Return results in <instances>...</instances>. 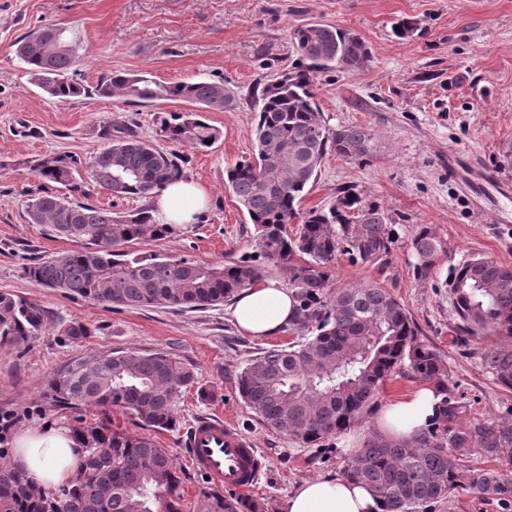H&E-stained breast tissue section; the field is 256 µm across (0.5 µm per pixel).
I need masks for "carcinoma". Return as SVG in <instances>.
I'll list each match as a JSON object with an SVG mask.
<instances>
[{"label":"carcinoma","mask_w":512,"mask_h":512,"mask_svg":"<svg viewBox=\"0 0 512 512\" xmlns=\"http://www.w3.org/2000/svg\"><path fill=\"white\" fill-rule=\"evenodd\" d=\"M292 43L299 65L267 84L255 102V160L237 162L226 183L253 225V252L236 261L201 264L189 257L135 253L122 246L142 238L163 239L174 228L158 224L144 208L128 215L40 191L26 205L29 224L89 247L25 267V275L46 288L112 307L205 308L250 287L268 265L288 271L296 289L297 320L303 340L250 359L238 377L242 400L267 429L309 444L365 421L374 411L383 382L407 365L414 378L433 385L442 409L425 432L411 440L388 439L371 429L343 475L376 492L387 512H428L449 497L461 479L485 498L512 505V424L467 419V405L448 397L449 366L440 352L418 341V330L403 305L371 286L329 288V268L342 252L371 262L389 252L390 219L363 203L351 187L337 190L328 209L301 211L325 158H353L368 152L369 134L357 126L332 129L318 109L316 73L362 70L372 50L356 33L313 23L295 29ZM80 39L65 27H43L17 43L16 56L34 83L51 98L87 94L68 80ZM102 97L140 103L179 98L190 112L159 117L155 136L164 149L127 124L103 131L108 146L87 164L49 155L35 173L85 194V179L116 197L147 198L184 178L185 150H202L221 131L203 112H222L234 97L220 82L161 83L147 73L110 74L95 87ZM88 177H83L80 170ZM298 229L290 234L288 225ZM417 277L428 278L442 250L438 237L422 227L411 239ZM457 329L469 336L512 337V267L473 256L458 264L451 284ZM44 324L41 310L0 294V339L32 336ZM485 365L501 386L512 389V348L492 347ZM194 372L175 354L122 351L74 360L48 382L46 398L59 406H100L122 410L151 429L174 425L180 389ZM83 450L72 480L54 492L0 464V512H182L174 493L179 478L165 448L148 435L92 428L80 433ZM503 463L462 475L472 451ZM198 512H256L241 499L218 492L203 495Z\"/></svg>","instance_id":"carcinoma-1"}]
</instances>
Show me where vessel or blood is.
<instances>
[{
	"mask_svg": "<svg viewBox=\"0 0 512 512\" xmlns=\"http://www.w3.org/2000/svg\"><path fill=\"white\" fill-rule=\"evenodd\" d=\"M181 436L189 463L212 488L244 492L258 483L264 469L262 453L222 416H198Z\"/></svg>",
	"mask_w": 512,
	"mask_h": 512,
	"instance_id": "vessel-or-blood-1",
	"label": "vessel or blood"
}]
</instances>
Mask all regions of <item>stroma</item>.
<instances>
[{"mask_svg":"<svg viewBox=\"0 0 512 512\" xmlns=\"http://www.w3.org/2000/svg\"><path fill=\"white\" fill-rule=\"evenodd\" d=\"M401 18L417 23L403 39L391 30ZM310 23L355 31L371 46L363 71L335 69L316 78L327 125L362 127L371 141L365 156H327L301 208H329L338 188L351 187L388 215L396 234L389 254L373 262L337 256L332 288L366 284L392 294L420 339L447 361L448 387L467 404L470 419L512 422V389L500 386L482 359L485 350L508 340L457 332L451 297L461 261L480 254L512 266V200L480 180L486 173L512 182V160L504 157L512 149V0H0V294L45 313L35 335L0 341V415L12 418L0 447L11 448L19 431L46 425L143 434L121 410L64 408L46 402L44 393L51 376L73 360L113 350H161L176 354L195 376L174 405V428L153 434L174 460L182 512H196L208 487L188 466L180 434L194 417L215 409L265 457L264 472L247 495L259 512H284L301 481L342 473L347 459L337 438L305 444L271 432L238 393V376L250 358L299 341V333L246 336L225 303L197 310L112 308L45 288L23 272L84 248L47 225L26 222L31 194L65 192L36 176V160L95 156L107 144L104 127L114 123L154 136L156 111L186 108L180 100L152 108L95 94L99 79L114 72L146 71L164 83L221 82L236 99L235 108L205 115L222 138L188 154L185 172L208 193L206 211L165 239L131 242L130 250L201 263L250 253L253 226L224 186L226 170L252 157L254 93L293 69L292 32ZM45 26L81 32L83 48L69 77L86 95L63 102L48 97L16 57L17 42ZM424 225L432 227L442 250L430 277L420 279L410 240ZM75 322L88 328V336H66Z\"/></svg>","mask_w":512,"mask_h":512,"instance_id":"35a3bbf8","label":"stroma"}]
</instances>
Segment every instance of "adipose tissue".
<instances>
[{
	"mask_svg": "<svg viewBox=\"0 0 512 512\" xmlns=\"http://www.w3.org/2000/svg\"><path fill=\"white\" fill-rule=\"evenodd\" d=\"M207 194L190 181L166 186L151 199V214L161 224H190L203 210ZM293 293L269 279L237 294L231 316L239 330L253 338L281 333L294 321ZM441 398L424 385L383 403L375 412L373 427L391 439H410L428 428L438 414ZM78 434L44 426L19 432L11 456L13 467L43 489L67 482L81 457ZM285 512H386L375 492L342 476L307 479L290 493Z\"/></svg>",
	"mask_w": 512,
	"mask_h": 512,
	"instance_id": "1",
	"label": "adipose tissue"
}]
</instances>
